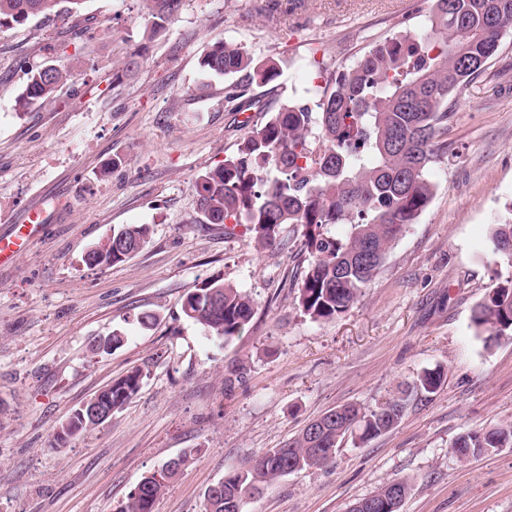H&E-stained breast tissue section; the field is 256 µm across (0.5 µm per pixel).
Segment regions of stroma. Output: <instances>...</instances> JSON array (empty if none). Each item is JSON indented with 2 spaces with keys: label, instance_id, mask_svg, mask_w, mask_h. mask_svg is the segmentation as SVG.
<instances>
[{
  "label": "stroma",
  "instance_id": "stroma-1",
  "mask_svg": "<svg viewBox=\"0 0 512 512\" xmlns=\"http://www.w3.org/2000/svg\"><path fill=\"white\" fill-rule=\"evenodd\" d=\"M184 0L150 35L138 0H84L78 14L0 28V235L30 208L44 222L0 267V512H118L135 485L170 458H193L154 512H204L206 490L282 447L336 407L374 408L444 367L432 395L412 393L394 429L345 439L324 468L280 478L248 512H347L401 477V512H512V447L460 462V434L512 422V338L484 344L470 316L512 266L487 243L512 205V34L449 102L448 152L434 194L377 277L331 322L303 316L296 297L308 254L303 229L258 250L252 234L195 223L196 181L248 132L223 80L199 59L207 44L242 45L274 61L272 88L253 98L314 104L375 44L422 27L429 0ZM139 67L125 72L131 52ZM73 77L54 102L15 108L30 70ZM109 177H101L103 168ZM147 224L130 259L88 266V248ZM218 280L249 294L255 315L224 342L182 313L186 294ZM155 314L140 327L132 317ZM121 330L116 349L92 352ZM138 393L102 425L56 447L75 409L132 368ZM243 378L225 390L224 377Z\"/></svg>",
  "mask_w": 512,
  "mask_h": 512
}]
</instances>
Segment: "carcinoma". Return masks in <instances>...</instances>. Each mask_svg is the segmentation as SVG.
Returning <instances> with one entry per match:
<instances>
[{
  "label": "carcinoma",
  "instance_id": "obj_1",
  "mask_svg": "<svg viewBox=\"0 0 512 512\" xmlns=\"http://www.w3.org/2000/svg\"><path fill=\"white\" fill-rule=\"evenodd\" d=\"M156 35L177 14L183 0H140ZM426 23L373 46L323 92L316 108L284 103L272 110L259 99L235 107L254 110L248 136L224 162L198 177L197 224H222L232 233L241 225L255 235L259 247L285 246L283 226L304 229L309 263L297 296L298 310L314 322H328L347 311L383 267L394 243L426 208L433 185L429 170L448 153L438 141L448 125V98L460 93L497 52L512 29V0H432ZM84 0H0V27L21 25L76 11ZM199 64L210 76L229 81L224 101L242 98L233 77L267 86L277 77L273 63L259 62L240 45L210 43ZM72 77L64 65H45L30 72L17 97L18 110L55 100ZM339 225L348 230L335 232ZM150 227L132 224L112 232L88 252L89 265H111L142 248ZM494 255L512 266V211L494 225ZM254 301L223 282H208L182 302L186 318L207 335L226 342L243 334L254 316ZM471 323L485 342L512 337V278L499 283L473 309ZM145 377L135 368L94 394L114 411L130 401ZM441 366L417 374L413 391L435 393L443 384ZM405 399L399 397L365 411L344 405L305 427L281 448H274L245 470L224 475L219 490L207 489L205 512H246L248 499L279 478L319 468L336 454L348 434L361 442L391 429L401 419ZM98 426L75 412L56 433V444ZM512 447V423L456 437L449 452L460 459ZM137 483L120 512H153L167 483L191 459ZM410 478L393 480L367 496L377 512H400L411 493Z\"/></svg>",
  "mask_w": 512,
  "mask_h": 512
}]
</instances>
